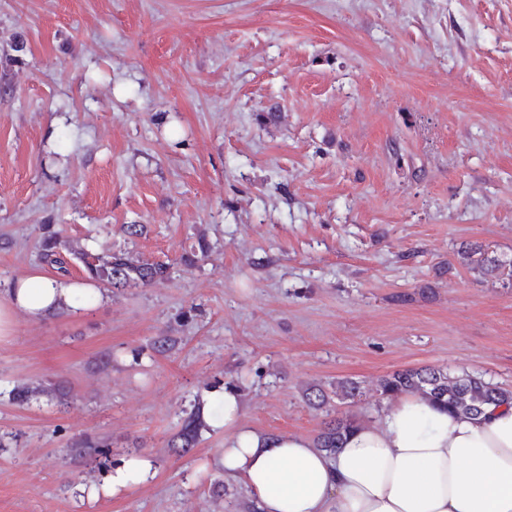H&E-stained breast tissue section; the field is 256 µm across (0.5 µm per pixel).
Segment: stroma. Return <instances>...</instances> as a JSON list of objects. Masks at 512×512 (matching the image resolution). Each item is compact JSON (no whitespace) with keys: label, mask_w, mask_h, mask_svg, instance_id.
I'll return each instance as SVG.
<instances>
[{"label":"stroma","mask_w":512,"mask_h":512,"mask_svg":"<svg viewBox=\"0 0 512 512\" xmlns=\"http://www.w3.org/2000/svg\"><path fill=\"white\" fill-rule=\"evenodd\" d=\"M44 224L69 279L108 250L170 276L16 317L0 512H248L223 430L172 445L228 384L244 425L311 439L379 408L312 385L512 387V281L457 255L512 260V0H0L1 282L46 271ZM141 454L153 480L85 499ZM41 256L42 260L61 272H66L64 260L60 257L58 249L62 245V230L56 229L52 224H44L41 227ZM458 255L462 260L461 263L483 277L499 278L506 275L510 280L512 279V261H503L495 256L489 257L482 246L467 247L458 252ZM315 399H310V404L316 409L327 408L331 402V393L336 396L337 399L342 401H354L357 398H361L365 395V391L358 381L353 379H340L336 381L330 392L324 389H318Z\"/></svg>","instance_id":"obj_1"}]
</instances>
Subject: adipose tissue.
Returning <instances> with one entry per match:
<instances>
[{
    "label": "adipose tissue",
    "instance_id": "1",
    "mask_svg": "<svg viewBox=\"0 0 512 512\" xmlns=\"http://www.w3.org/2000/svg\"><path fill=\"white\" fill-rule=\"evenodd\" d=\"M100 299L89 284L39 271L16 278L0 294V340L16 314L39 321ZM241 414L233 387L212 391L202 408L205 423L224 432V473L243 480L254 512H512V405L475 417L402 394L332 454L300 434L246 427ZM153 475L149 457L133 456L103 490L116 495Z\"/></svg>",
    "mask_w": 512,
    "mask_h": 512
}]
</instances>
